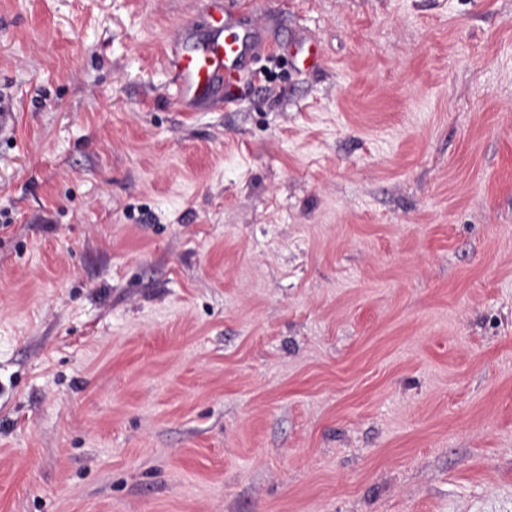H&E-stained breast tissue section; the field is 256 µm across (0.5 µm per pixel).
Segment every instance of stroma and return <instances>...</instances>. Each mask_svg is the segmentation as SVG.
I'll list each match as a JSON object with an SVG mask.
<instances>
[{"mask_svg": "<svg viewBox=\"0 0 512 512\" xmlns=\"http://www.w3.org/2000/svg\"><path fill=\"white\" fill-rule=\"evenodd\" d=\"M204 2L0 0V512H512V0ZM237 27L234 10L216 7L203 11L199 23L182 29L171 51L174 93L181 104L205 105L222 90L225 100L234 96L231 79L249 70L263 33L258 27ZM200 28L207 34L200 35Z\"/></svg>", "mask_w": 512, "mask_h": 512, "instance_id": "1", "label": "stroma"}]
</instances>
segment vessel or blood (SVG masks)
I'll return each mask as SVG.
<instances>
[{"instance_id":"b4317fda","label":"vessel or blood","mask_w":512,"mask_h":512,"mask_svg":"<svg viewBox=\"0 0 512 512\" xmlns=\"http://www.w3.org/2000/svg\"><path fill=\"white\" fill-rule=\"evenodd\" d=\"M261 28H239L230 8H209L201 20L182 29L172 47L175 95L180 103L201 106L218 95L233 97V76L249 68Z\"/></svg>"}]
</instances>
